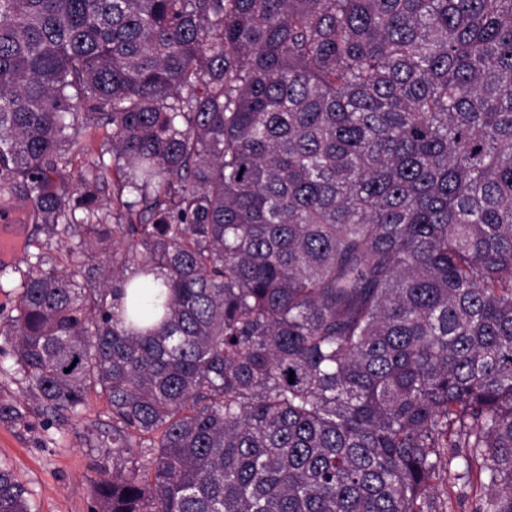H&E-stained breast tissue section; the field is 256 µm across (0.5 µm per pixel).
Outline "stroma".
Here are the masks:
<instances>
[{
    "instance_id": "1",
    "label": "stroma",
    "mask_w": 512,
    "mask_h": 512,
    "mask_svg": "<svg viewBox=\"0 0 512 512\" xmlns=\"http://www.w3.org/2000/svg\"><path fill=\"white\" fill-rule=\"evenodd\" d=\"M0 403L25 418L0 420V464L24 484L35 512H93L91 486L112 467L110 411L92 397L78 416L51 420L33 400L10 347L0 348Z\"/></svg>"
}]
</instances>
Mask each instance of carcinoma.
<instances>
[{"mask_svg": "<svg viewBox=\"0 0 512 512\" xmlns=\"http://www.w3.org/2000/svg\"><path fill=\"white\" fill-rule=\"evenodd\" d=\"M18 188L79 240L0 340L107 402L95 512H512V0H0ZM109 149H111V145L109 142H107V136L100 132L99 137L93 142L91 146V155H80L76 159L69 180L75 183L76 176L80 175V173H87L90 168V163L98 160L99 155L102 153H104L105 161L112 164V154L107 151ZM456 487L451 491L453 498V512H473L476 501L482 495L480 489H470L464 486V481H456ZM457 494L459 498L457 497Z\"/></svg>", "mask_w": 512, "mask_h": 512, "instance_id": "carcinoma-1", "label": "carcinoma"}]
</instances>
